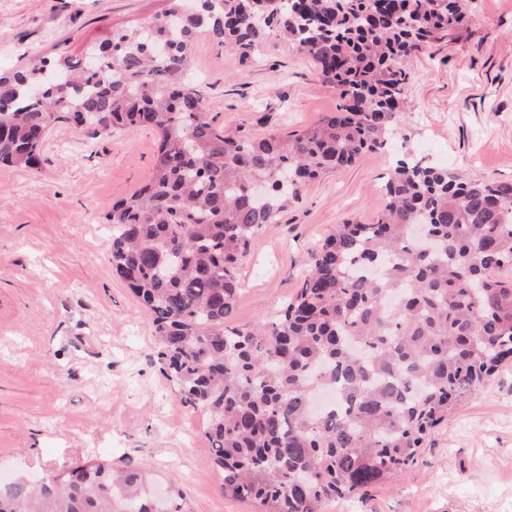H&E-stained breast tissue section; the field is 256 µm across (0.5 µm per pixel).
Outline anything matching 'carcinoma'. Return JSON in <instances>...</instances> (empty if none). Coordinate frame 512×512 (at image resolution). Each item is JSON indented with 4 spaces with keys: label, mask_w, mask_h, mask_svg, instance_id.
<instances>
[{
    "label": "carcinoma",
    "mask_w": 512,
    "mask_h": 512,
    "mask_svg": "<svg viewBox=\"0 0 512 512\" xmlns=\"http://www.w3.org/2000/svg\"><path fill=\"white\" fill-rule=\"evenodd\" d=\"M464 0H202L120 28L92 48L37 57L0 77V163L32 168L60 121L159 136L148 182L112 205V268L150 316L157 362L204 431L225 496L259 512H322L418 461L427 433L512 359V183L403 158L375 220L336 225L295 297L250 329L228 325L238 267L309 183L386 147L412 79L408 60L469 34ZM280 31L339 93L336 111L286 137L213 124L184 80L202 31L243 53ZM167 46L161 54L151 43ZM422 225L435 246L408 231ZM150 469L86 462L33 487L0 483V512H190L158 508Z\"/></svg>",
    "instance_id": "carcinoma-1"
}]
</instances>
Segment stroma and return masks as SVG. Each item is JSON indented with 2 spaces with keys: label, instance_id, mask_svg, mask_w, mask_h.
I'll return each mask as SVG.
<instances>
[{
  "label": "stroma",
  "instance_id": "35a3bbf8",
  "mask_svg": "<svg viewBox=\"0 0 512 512\" xmlns=\"http://www.w3.org/2000/svg\"><path fill=\"white\" fill-rule=\"evenodd\" d=\"M169 0H0V72L163 14ZM470 34L414 58L401 138L311 183L244 259L233 325L271 318L297 292L308 254L336 224L372 222L405 153L465 176L512 182V0H472ZM189 84L216 125L242 136L303 130L337 90L277 35L248 57L208 32ZM148 127L46 131L37 169L0 165V472L33 477L87 459L151 466L191 512H255L218 490L206 418L159 372L148 315L112 271L105 220L148 180ZM323 512H512V361L429 436L416 465L368 497Z\"/></svg>",
  "mask_w": 512,
  "mask_h": 512
}]
</instances>
